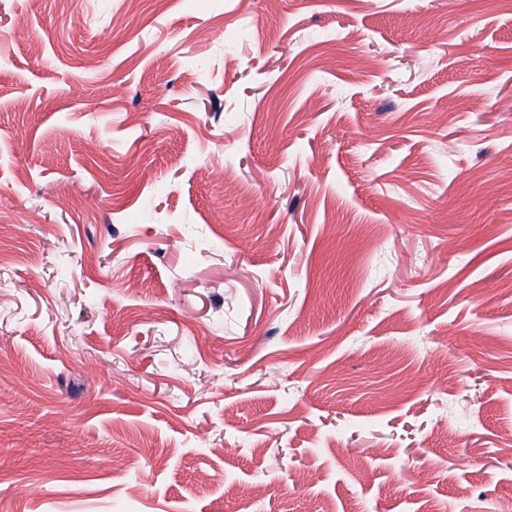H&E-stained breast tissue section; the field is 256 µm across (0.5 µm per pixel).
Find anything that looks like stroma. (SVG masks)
I'll return each instance as SVG.
<instances>
[{
	"instance_id": "35a3bbf8",
	"label": "stroma",
	"mask_w": 512,
	"mask_h": 512,
	"mask_svg": "<svg viewBox=\"0 0 512 512\" xmlns=\"http://www.w3.org/2000/svg\"><path fill=\"white\" fill-rule=\"evenodd\" d=\"M327 500L512 512V0H0V512Z\"/></svg>"
}]
</instances>
